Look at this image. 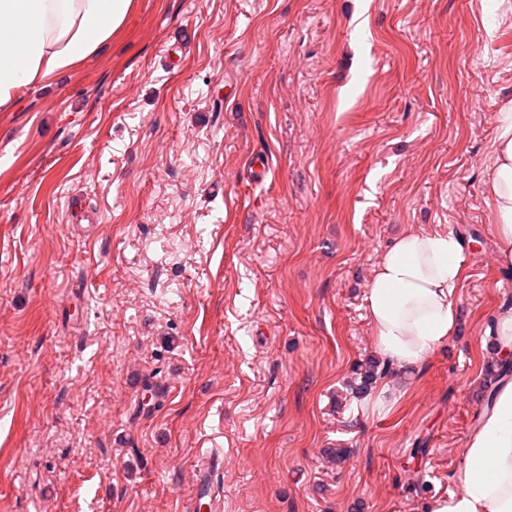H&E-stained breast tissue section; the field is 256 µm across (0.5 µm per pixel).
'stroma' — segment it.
Listing matches in <instances>:
<instances>
[{
	"label": "stroma",
	"mask_w": 512,
	"mask_h": 512,
	"mask_svg": "<svg viewBox=\"0 0 512 512\" xmlns=\"http://www.w3.org/2000/svg\"><path fill=\"white\" fill-rule=\"evenodd\" d=\"M511 109L512 0H133L0 108V512H182L218 449L224 512L457 492L512 307L486 190ZM436 226L460 327L405 374L366 286ZM487 333L493 336L497 356L509 361L512 357V308L501 311Z\"/></svg>",
	"instance_id": "35a3bbf8"
}]
</instances>
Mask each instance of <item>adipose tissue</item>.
I'll return each instance as SVG.
<instances>
[{
  "label": "adipose tissue",
  "instance_id": "ef3b65f1",
  "mask_svg": "<svg viewBox=\"0 0 512 512\" xmlns=\"http://www.w3.org/2000/svg\"><path fill=\"white\" fill-rule=\"evenodd\" d=\"M132 0H0V107L25 88L98 52L123 24ZM488 197L500 267L512 271V113L500 115ZM464 241L440 229L410 230L382 254L367 286L375 349L400 371H420L456 333L454 294ZM459 490L434 496L425 512H512V383L468 440Z\"/></svg>",
  "mask_w": 512,
  "mask_h": 512
}]
</instances>
